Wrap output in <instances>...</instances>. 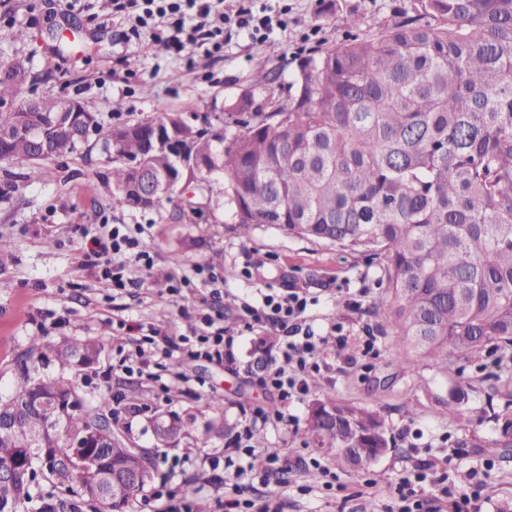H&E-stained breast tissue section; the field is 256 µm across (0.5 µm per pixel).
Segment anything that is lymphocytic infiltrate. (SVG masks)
I'll return each instance as SVG.
<instances>
[{"label":"lymphocytic infiltrate","mask_w":512,"mask_h":512,"mask_svg":"<svg viewBox=\"0 0 512 512\" xmlns=\"http://www.w3.org/2000/svg\"><path fill=\"white\" fill-rule=\"evenodd\" d=\"M112 15L125 22L132 37L149 35L151 41L162 43L174 52H183L186 46H205L221 49L224 34L237 28L246 31L271 33L274 24L271 16L253 11L252 0H233L225 6L224 0H111ZM84 266L97 269L100 281L112 291L131 288L142 289L143 281L128 278V264L150 267L153 259L142 240L135 235L112 228L108 236L86 235L82 248ZM308 300L296 290H289L283 297L264 296L261 302L244 304L246 328L269 324L281 334V362L262 378L263 387L277 393L282 402L303 395L304 375L323 336L302 329L299 319L306 311ZM130 331L140 334V342L149 348L161 349L164 356L183 359H205L233 362L234 338L224 328V320L204 313L191 335L172 336L155 326L133 323ZM280 406L254 408L245 425L228 448L239 464L233 475L224 479L222 512H278L277 495L286 492L288 481H280L277 494L260 499L242 496L240 480L248 473L260 474L271 465V458L258 454L251 443L252 430L257 424L287 423L288 415Z\"/></svg>","instance_id":"lymphocytic-infiltrate-1"}]
</instances>
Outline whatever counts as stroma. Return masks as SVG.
Masks as SVG:
<instances>
[{"mask_svg":"<svg viewBox=\"0 0 512 512\" xmlns=\"http://www.w3.org/2000/svg\"><path fill=\"white\" fill-rule=\"evenodd\" d=\"M407 3L255 0L256 7L285 13L287 27L262 41L238 32L225 41L223 52H196L189 65L150 40H127L125 26L112 19L110 0H0V65L27 60L25 96H78L107 127L163 108L208 117L230 135L239 130L231 105L245 95L264 103L272 90L287 96L306 57L345 39L351 14L364 18L363 30L369 33L393 20ZM19 28L26 37L13 40ZM259 55L277 73L276 82L256 68ZM146 86L151 89L147 95L142 92ZM108 169L105 154L95 146L51 165L46 176L15 178L11 191L0 196V236L12 244L7 255H0V393L11 390L15 361L31 337H102L98 361L70 372V379L88 401L103 393L121 399L127 409L116 416V426L133 446L153 452L156 479H168L176 498H190L194 512H219L224 471L211 468L209 460L223 457L225 442L206 437L207 423L220 415L240 425L253 407L276 403L260 384L270 361L255 350L270 328L243 330L241 307L293 287L316 299L303 324L320 334L329 335L337 326L342 332L340 340L330 339L322 349L323 363L313 374L317 386L289 403L292 423L260 428L252 440L257 449L273 448L287 458L297 481L280 512H365L367 502L383 506L400 477L413 469L446 473L454 493L479 484L472 512H512V453L467 445L474 434L494 439V423L471 430L449 424L447 411L432 398L447 391L449 379L399 362L394 337L383 335L380 324L391 300L377 261L269 227L242 238L227 198L218 191L210 211L184 224L162 223L154 210L113 209ZM98 224L148 226L153 267L127 270L129 278L146 280V297L124 295L118 309L103 302L105 289L95 270L79 264L82 232ZM199 265L211 275L202 291L210 294L214 308L223 309L224 327L236 336L234 364L166 359L168 390L163 394L134 371L113 370L119 358L133 368L141 361L135 336L120 339L119 321L152 324L176 336L196 327L199 304L189 299L174 305L161 288L167 277L193 274ZM228 268L233 278H225ZM368 336L374 337L375 349L366 355L362 341ZM324 391L341 401L380 408L394 438L393 451L352 471L308 447V405ZM160 412L188 421L193 452L179 444L156 447L151 420ZM317 463L329 469V476L307 481L306 473ZM328 480L333 489H325ZM367 481L374 485L371 500L345 498V490Z\"/></svg>","mask_w":512,"mask_h":512,"instance_id":"1","label":"stroma"}]
</instances>
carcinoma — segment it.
Here are the masks:
<instances>
[{
	"mask_svg": "<svg viewBox=\"0 0 512 512\" xmlns=\"http://www.w3.org/2000/svg\"><path fill=\"white\" fill-rule=\"evenodd\" d=\"M0 77V162L42 174L86 142L66 132L71 113L91 114L79 99L18 98L28 71L17 61ZM285 102L252 109L244 96L231 109L245 116L243 130L222 135L190 122L181 112H158L134 123L105 127L96 138L111 160L112 208L130 206L128 189L142 169L156 181L147 209H167V220L189 218L192 201L174 180L222 183L235 207L238 234L273 227L290 237L332 245L379 260L393 303L382 328L396 337L398 360L419 363L436 375L459 373L461 361H480L512 349V0H410L399 20L371 35H352L311 56L291 83ZM48 135L41 159L19 128ZM175 131L207 168H183L179 155L147 146L156 131ZM103 348L100 338L30 341L17 360L12 390L0 393V415L21 430L0 439V463L30 447L27 427L46 417L29 410L42 397L72 411L56 421L47 459H34L57 488L73 491L87 470L72 458L71 440L100 443L112 463L148 461L112 429L111 397L84 403L63 376L40 371L43 361L62 368L87 363ZM506 399L503 414L473 406L481 387L454 382L433 395L448 423L469 426L490 418L498 438L477 436L472 448L512 451V382L495 378ZM162 445L187 436L177 414L155 417ZM306 432L313 447L346 468L370 466L393 448L386 420L367 405L324 393L309 405ZM359 448H377L379 456ZM31 482L22 477L0 487V512H26Z\"/></svg>",
	"mask_w": 512,
	"mask_h": 512,
	"instance_id": "cac0c4a2",
	"label": "carcinoma"
}]
</instances>
